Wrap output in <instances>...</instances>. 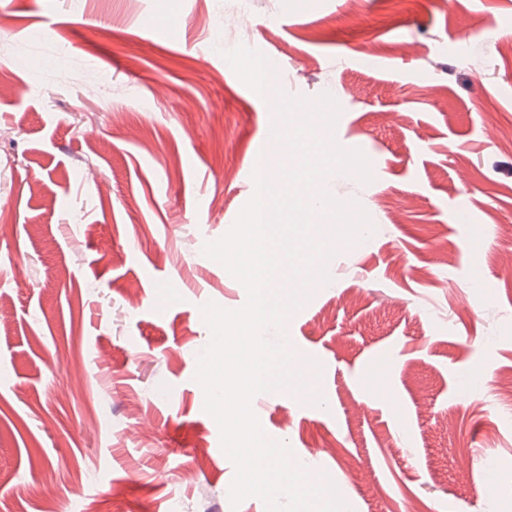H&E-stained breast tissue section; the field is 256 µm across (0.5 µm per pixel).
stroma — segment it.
<instances>
[{"instance_id": "1", "label": "stroma", "mask_w": 512, "mask_h": 512, "mask_svg": "<svg viewBox=\"0 0 512 512\" xmlns=\"http://www.w3.org/2000/svg\"><path fill=\"white\" fill-rule=\"evenodd\" d=\"M0 16V512L98 496L266 512L231 504L195 379L204 306L247 300L203 246L254 197L274 120L227 66L240 19L278 89L335 98L337 142L372 169L330 184L372 229L287 324L321 401L260 393L254 416L351 512H512V0H0Z\"/></svg>"}]
</instances>
